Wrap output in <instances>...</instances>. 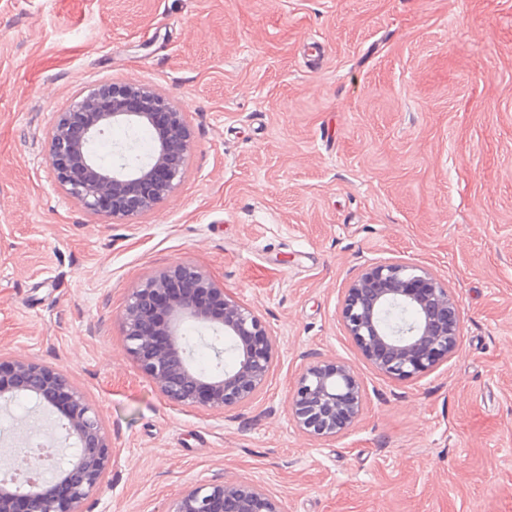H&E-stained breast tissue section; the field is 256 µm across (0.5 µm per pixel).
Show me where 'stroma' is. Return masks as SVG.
Returning a JSON list of instances; mask_svg holds the SVG:
<instances>
[{
    "mask_svg": "<svg viewBox=\"0 0 512 512\" xmlns=\"http://www.w3.org/2000/svg\"><path fill=\"white\" fill-rule=\"evenodd\" d=\"M133 82L186 112L181 185L132 221L57 186L48 132L82 89ZM448 283L455 354L376 371L340 306L367 265ZM193 262L277 341L230 411L166 401L124 349L127 291ZM0 357L59 366L112 443L83 512H166L246 480L285 512H512V0H0ZM324 358L367 393L342 435L293 425Z\"/></svg>",
    "mask_w": 512,
    "mask_h": 512,
    "instance_id": "obj_1",
    "label": "stroma"
}]
</instances>
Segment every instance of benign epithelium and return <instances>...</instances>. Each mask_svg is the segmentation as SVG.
<instances>
[{
	"instance_id": "1",
	"label": "benign epithelium",
	"mask_w": 512,
	"mask_h": 512,
	"mask_svg": "<svg viewBox=\"0 0 512 512\" xmlns=\"http://www.w3.org/2000/svg\"><path fill=\"white\" fill-rule=\"evenodd\" d=\"M136 96L142 106L126 107ZM115 125L154 130L146 162L100 164L91 144ZM192 138L186 115L164 94L122 82L78 95L49 135L50 165L61 190L95 217L132 220L173 193L185 177ZM340 316L347 336L378 372L413 381L448 360L458 347L462 318L448 284L424 266L382 262L364 268L346 289ZM126 350L139 370L169 402L190 408L230 410L250 400L266 383L275 340L248 305L229 297L204 269L180 262L128 291L120 316ZM209 331L215 356L236 353L230 368L202 370L187 343L186 324ZM25 395L38 411L62 421L67 465L44 457H13L33 468L30 485L0 483V512H82L98 492L112 460V446L98 412L60 368L26 359L0 358V403ZM363 381L350 365L322 359L304 367L289 395L296 427L314 439H334L360 417ZM166 512H284L281 502L247 481L187 487Z\"/></svg>"
}]
</instances>
